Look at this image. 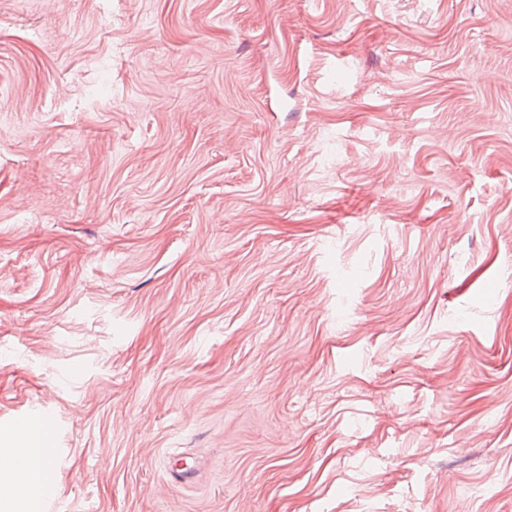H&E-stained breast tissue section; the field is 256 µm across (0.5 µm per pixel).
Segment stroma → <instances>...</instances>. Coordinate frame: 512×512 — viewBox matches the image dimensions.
Listing matches in <instances>:
<instances>
[{"label":"stroma","mask_w":512,"mask_h":512,"mask_svg":"<svg viewBox=\"0 0 512 512\" xmlns=\"http://www.w3.org/2000/svg\"><path fill=\"white\" fill-rule=\"evenodd\" d=\"M0 103L46 512H512V0H0Z\"/></svg>","instance_id":"stroma-1"}]
</instances>
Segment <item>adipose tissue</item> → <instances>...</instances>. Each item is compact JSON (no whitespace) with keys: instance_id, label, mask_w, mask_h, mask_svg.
I'll return each instance as SVG.
<instances>
[{"instance_id":"1","label":"adipose tissue","mask_w":512,"mask_h":512,"mask_svg":"<svg viewBox=\"0 0 512 512\" xmlns=\"http://www.w3.org/2000/svg\"><path fill=\"white\" fill-rule=\"evenodd\" d=\"M53 454L50 435L30 420L0 445V512H41L56 489Z\"/></svg>"}]
</instances>
